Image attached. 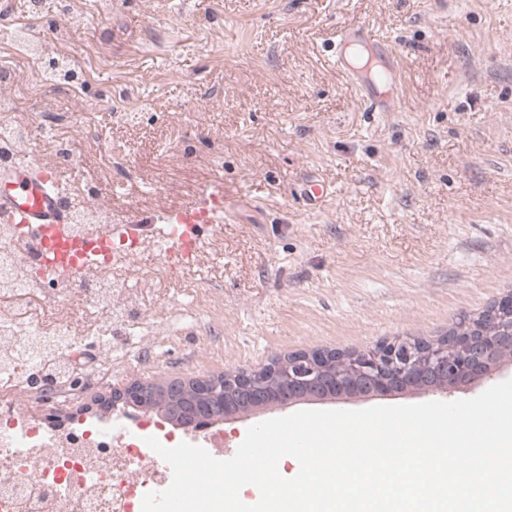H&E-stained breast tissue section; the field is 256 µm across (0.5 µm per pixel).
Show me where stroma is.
Instances as JSON below:
<instances>
[{"label":"stroma","mask_w":512,"mask_h":512,"mask_svg":"<svg viewBox=\"0 0 512 512\" xmlns=\"http://www.w3.org/2000/svg\"><path fill=\"white\" fill-rule=\"evenodd\" d=\"M357 21L403 62L398 111H365L324 59L326 34ZM21 27L79 64L76 84L42 81ZM1 70L8 120L57 119V139L20 157L67 174L83 191L70 204L116 224L213 186L227 205L192 263L149 241L113 271L111 362L89 344L83 286L33 303L44 331H70L87 379L51 404L22 391L37 423L107 418L97 399L133 382L432 339L512 293V0H44L34 17L0 0ZM307 407L220 421L224 447Z\"/></svg>","instance_id":"stroma-1"}]
</instances>
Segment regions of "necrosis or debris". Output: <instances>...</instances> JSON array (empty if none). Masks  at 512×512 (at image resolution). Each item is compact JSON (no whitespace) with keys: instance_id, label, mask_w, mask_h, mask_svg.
Segmentation results:
<instances>
[{"instance_id":"obj_1","label":"necrosis or debris","mask_w":512,"mask_h":512,"mask_svg":"<svg viewBox=\"0 0 512 512\" xmlns=\"http://www.w3.org/2000/svg\"><path fill=\"white\" fill-rule=\"evenodd\" d=\"M17 225L0 224V345L42 330L26 308L51 284L35 265ZM133 434L116 436L111 425L79 421L60 429L0 416V512H142L146 493L171 483L150 467Z\"/></svg>"}]
</instances>
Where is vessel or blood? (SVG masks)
<instances>
[{
    "instance_id": "1",
    "label": "vessel or blood",
    "mask_w": 512,
    "mask_h": 512,
    "mask_svg": "<svg viewBox=\"0 0 512 512\" xmlns=\"http://www.w3.org/2000/svg\"><path fill=\"white\" fill-rule=\"evenodd\" d=\"M327 46L329 63L346 86L370 112H394L399 106L403 68L392 45L369 25H349L332 32ZM61 172L46 173L20 163L0 168V222L26 225L40 245L43 257L63 282L85 280L110 256L112 235L125 241L114 264H126L143 249L139 222L113 226L93 237L74 235L70 214L61 195L48 190L49 182L61 181ZM226 204L220 188L202 191L196 200L165 209L152 226L155 238L169 240L167 260L198 254L202 230L224 221Z\"/></svg>"
}]
</instances>
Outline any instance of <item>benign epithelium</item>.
I'll return each instance as SVG.
<instances>
[{
    "instance_id": "obj_1",
    "label": "benign epithelium",
    "mask_w": 512,
    "mask_h": 512,
    "mask_svg": "<svg viewBox=\"0 0 512 512\" xmlns=\"http://www.w3.org/2000/svg\"><path fill=\"white\" fill-rule=\"evenodd\" d=\"M405 345L407 342L401 339L384 341L344 355L331 369L327 368L326 355L309 353L264 371H242L224 383L220 394L209 384H201V398L177 406L173 414L200 430L230 414L224 406L227 395L246 409L287 406L306 397L341 400L354 391L384 395L422 384L433 394L449 395L491 378L503 350L512 348V294L495 302L472 334L450 336L412 353L404 349ZM71 384L80 387L83 381L76 373L64 380L36 374L30 380V389L40 400L50 402ZM145 398L146 392L131 384L112 392L102 403L133 404Z\"/></svg>"
}]
</instances>
